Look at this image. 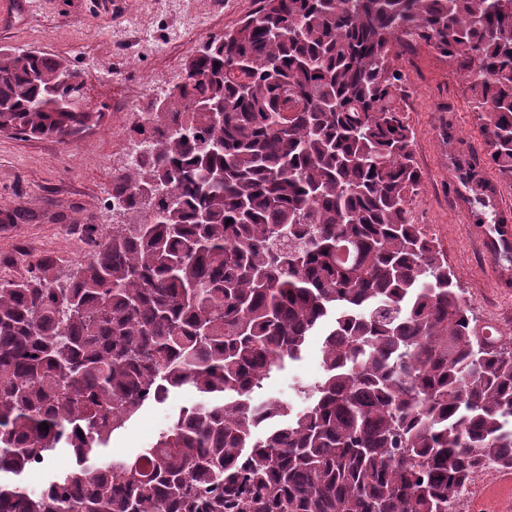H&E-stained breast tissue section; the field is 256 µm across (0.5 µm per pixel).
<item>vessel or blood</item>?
Instances as JSON below:
<instances>
[{"mask_svg": "<svg viewBox=\"0 0 512 512\" xmlns=\"http://www.w3.org/2000/svg\"><path fill=\"white\" fill-rule=\"evenodd\" d=\"M484 197L488 223L476 224L465 199H457L455 209L463 223L470 225L478 250L489 262L487 275L492 287L506 291L512 289V206L505 204L502 186L491 179L486 182Z\"/></svg>", "mask_w": 512, "mask_h": 512, "instance_id": "obj_1", "label": "vessel or blood"}]
</instances>
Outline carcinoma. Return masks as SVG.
I'll use <instances>...</instances> for the list:
<instances>
[{
	"label": "carcinoma",
	"instance_id": "obj_1",
	"mask_svg": "<svg viewBox=\"0 0 512 512\" xmlns=\"http://www.w3.org/2000/svg\"><path fill=\"white\" fill-rule=\"evenodd\" d=\"M257 3L132 128L152 144L107 205L137 222L65 288L44 265L0 278V512H454L479 469L512 471V342L408 217L421 175L393 66L423 42L463 72L512 180V0ZM64 71L81 78L0 49V134L99 125L69 110ZM149 185L165 192L143 214ZM318 334L306 406L258 396ZM185 388L198 400L151 446L101 461Z\"/></svg>",
	"mask_w": 512,
	"mask_h": 512
}]
</instances>
